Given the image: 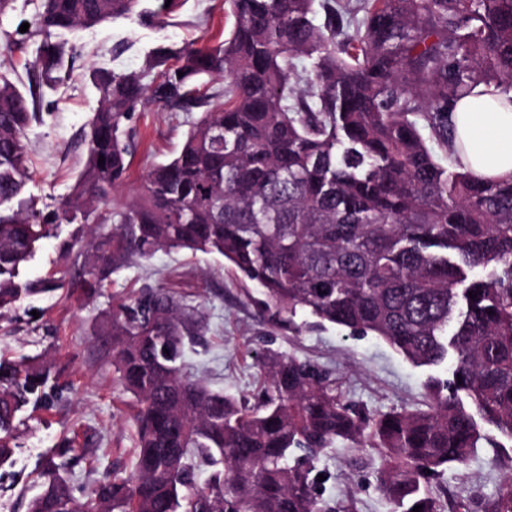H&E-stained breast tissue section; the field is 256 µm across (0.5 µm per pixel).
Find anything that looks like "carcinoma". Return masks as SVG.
Listing matches in <instances>:
<instances>
[{"instance_id": "carcinoma-1", "label": "carcinoma", "mask_w": 512, "mask_h": 512, "mask_svg": "<svg viewBox=\"0 0 512 512\" xmlns=\"http://www.w3.org/2000/svg\"><path fill=\"white\" fill-rule=\"evenodd\" d=\"M39 2L47 82L65 56L51 31L117 18L161 26L170 13L166 0ZM224 4L233 23L218 44L162 46L140 71L96 73L85 167L44 216L24 197L37 95L0 75V309L35 292L20 267L51 225L114 223L85 241L86 292L133 254H217L260 287L275 325L303 313L433 370L428 409L361 413L331 372L286 354L261 361L255 402L214 391L182 360L200 323L144 291L111 316L114 365L138 405L133 472L86 493L67 478L66 440L42 460L28 512H336L317 489L338 442L380 456L390 512H440L431 482L493 444L477 419L512 439V177L483 181L455 160L450 119L480 85L512 91V0ZM214 77L224 88L203 90ZM144 102L200 116L142 195L101 215L128 167L124 121ZM52 379L41 361L0 358V465L18 414ZM201 468L210 476L198 487ZM488 512H512L511 475Z\"/></svg>"}]
</instances>
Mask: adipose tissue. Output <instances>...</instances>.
<instances>
[{"label": "adipose tissue", "mask_w": 512, "mask_h": 512, "mask_svg": "<svg viewBox=\"0 0 512 512\" xmlns=\"http://www.w3.org/2000/svg\"><path fill=\"white\" fill-rule=\"evenodd\" d=\"M454 146L465 167L493 180L512 176V100L507 95H471L451 114Z\"/></svg>", "instance_id": "ef3b65f1"}]
</instances>
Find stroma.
Here are the masks:
<instances>
[{"label": "stroma", "instance_id": "1", "mask_svg": "<svg viewBox=\"0 0 512 512\" xmlns=\"http://www.w3.org/2000/svg\"><path fill=\"white\" fill-rule=\"evenodd\" d=\"M38 7L39 0H13L0 16V46L17 43L0 53V72L21 90L40 87L29 134L27 192L38 210L49 213L70 192L86 158L85 134L99 96L94 72L140 69L146 54L161 45L214 44L228 24L224 0H178L158 27L121 18L65 33L61 80L51 89L42 86L35 64L39 36L19 31ZM195 118L153 103L133 112L125 122L134 135L130 164L122 186L109 197V210L119 211L139 195L151 166L179 148ZM86 234L85 227L62 224L42 239L21 270L22 280L41 284V293L0 311V356L48 361L56 376L55 398L26 410L13 460L0 467V512H26L41 491L37 470L43 456L64 439L81 456L72 483L88 489L105 477L131 473L134 399L116 382L109 321L113 307L146 289L168 292L202 318L204 333L187 346L185 361L212 389L253 398L263 386L258 360L275 351L334 372L346 402L368 413L425 408L427 368L412 365L373 336L346 328L306 326L296 333L272 326L260 312L253 285L217 255L160 250L147 259L134 257L96 295L87 296ZM321 464L332 474L323 495L345 512H389L376 485L381 464L376 452L339 443ZM511 466L512 440L502 437L497 447L479 448L466 467L446 470L430 490L442 512H485Z\"/></svg>", "mask_w": 512, "mask_h": 512}]
</instances>
